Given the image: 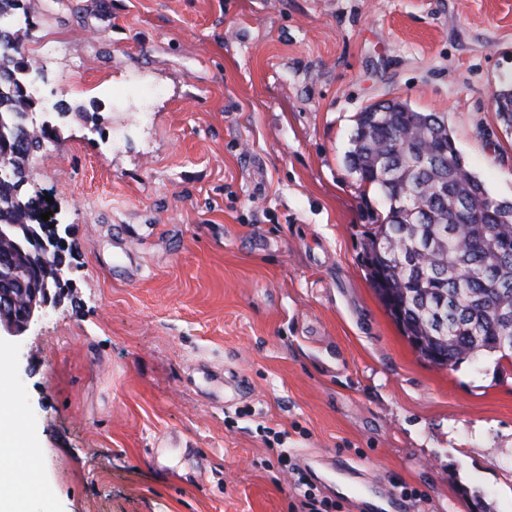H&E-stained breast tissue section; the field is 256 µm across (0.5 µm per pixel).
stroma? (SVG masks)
<instances>
[{
  "label": "stroma",
  "instance_id": "1",
  "mask_svg": "<svg viewBox=\"0 0 512 512\" xmlns=\"http://www.w3.org/2000/svg\"><path fill=\"white\" fill-rule=\"evenodd\" d=\"M57 308L0 342L26 512H512V366L420 359L366 278L355 117L444 115L512 200V0H22ZM279 449L271 451L270 433ZM492 100L497 118L506 127L512 130V80H504L500 87L493 92Z\"/></svg>",
  "mask_w": 512,
  "mask_h": 512
}]
</instances>
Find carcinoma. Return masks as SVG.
<instances>
[{
    "mask_svg": "<svg viewBox=\"0 0 512 512\" xmlns=\"http://www.w3.org/2000/svg\"><path fill=\"white\" fill-rule=\"evenodd\" d=\"M28 61L15 32L0 26V123L23 126L32 101ZM497 118L512 130V80L493 92ZM349 170L382 196L386 214L365 232L363 266L388 313L401 306L406 337L426 336L450 369L494 356L512 364V202L494 197L456 147L448 122L405 101L358 113ZM52 126L20 141L0 139L13 159L0 175V290L16 294L10 313L24 314V291L56 288L60 263L18 246L47 223L25 198L32 152L51 139Z\"/></svg>",
    "mask_w": 512,
    "mask_h": 512,
    "instance_id": "1",
    "label": "carcinoma"
}]
</instances>
